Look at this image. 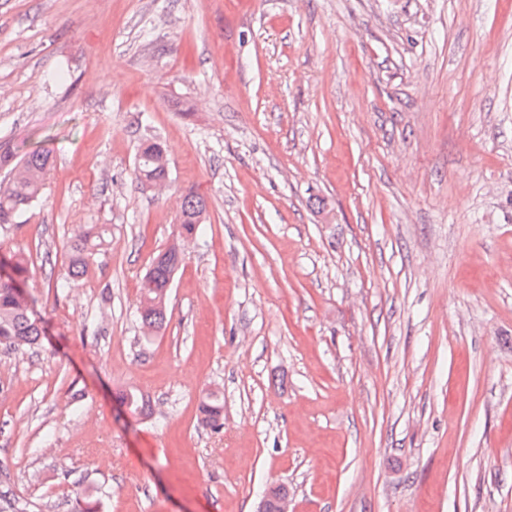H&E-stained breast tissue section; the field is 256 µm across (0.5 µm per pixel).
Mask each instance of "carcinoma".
<instances>
[{"label":"carcinoma","instance_id":"cac0c4a2","mask_svg":"<svg viewBox=\"0 0 512 512\" xmlns=\"http://www.w3.org/2000/svg\"><path fill=\"white\" fill-rule=\"evenodd\" d=\"M52 165L50 153L34 150L20 160L8 151L0 152V167L18 172L7 183H0V227L15 224L17 219L37 201L43 189L47 172ZM135 175L140 184L163 179L169 175V159L163 143L146 141L138 149ZM207 210V200L188 192L177 219L178 232L184 238L196 236L199 224L194 217ZM105 229L97 224H83L70 237L69 278L76 279L88 272L92 255L105 243ZM180 254L170 250L158 254L147 269L140 286L138 320L149 334L160 333L167 325V306L153 301L168 297L175 275L180 267ZM43 336L39 321L30 310L26 296L19 292L13 278L0 277V347L19 348L38 344ZM200 422L218 431L224 416V401L217 392H209L200 402ZM0 512H22L13 494L9 469L0 464Z\"/></svg>","mask_w":512,"mask_h":512}]
</instances>
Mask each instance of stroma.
Here are the masks:
<instances>
[{
    "mask_svg": "<svg viewBox=\"0 0 512 512\" xmlns=\"http://www.w3.org/2000/svg\"><path fill=\"white\" fill-rule=\"evenodd\" d=\"M6 148L53 160L0 229L45 330L0 350L24 512H256L274 483L293 512H512V0H0ZM80 224L106 244L65 288ZM135 175L137 181L143 186L157 187L166 183L167 179L163 178L169 176V159L162 142L146 141L140 145L136 157ZM145 181L148 182L145 184ZM202 211L207 212V200L198 193L188 192L183 198L179 218L177 216L178 232L183 238L196 236L204 215L197 217V223L194 217ZM181 216L185 219H181ZM181 256L172 250L159 253L151 262L140 286V301L137 308L138 320L148 334H158L167 325L166 301L175 275L180 267ZM165 297L164 306L146 302ZM198 411L201 415L199 419L202 425L218 431L222 426L224 416V401L218 392H209L200 402Z\"/></svg>",
    "mask_w": 512,
    "mask_h": 512,
    "instance_id": "1",
    "label": "stroma"
}]
</instances>
